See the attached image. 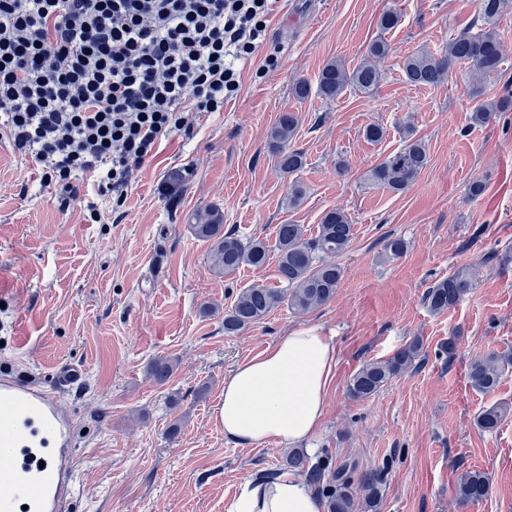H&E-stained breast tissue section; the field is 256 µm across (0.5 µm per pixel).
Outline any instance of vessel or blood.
Returning a JSON list of instances; mask_svg holds the SVG:
<instances>
[{
	"label": "vessel or blood",
	"mask_w": 512,
	"mask_h": 512,
	"mask_svg": "<svg viewBox=\"0 0 512 512\" xmlns=\"http://www.w3.org/2000/svg\"><path fill=\"white\" fill-rule=\"evenodd\" d=\"M81 376L61 365L51 389L0 376V512H62L73 499V427L60 396Z\"/></svg>",
	"instance_id": "obj_1"
}]
</instances>
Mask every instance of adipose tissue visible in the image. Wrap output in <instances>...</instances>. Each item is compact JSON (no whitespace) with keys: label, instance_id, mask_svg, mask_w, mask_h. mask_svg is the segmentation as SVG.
Masks as SVG:
<instances>
[{"label":"adipose tissue","instance_id":"obj_1","mask_svg":"<svg viewBox=\"0 0 512 512\" xmlns=\"http://www.w3.org/2000/svg\"><path fill=\"white\" fill-rule=\"evenodd\" d=\"M336 366L332 341L303 329L240 362L224 379L218 417L224 437L240 446L277 439L305 443L318 433ZM226 512H320L300 478L280 473L247 478Z\"/></svg>","mask_w":512,"mask_h":512}]
</instances>
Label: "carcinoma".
<instances>
[{"mask_svg": "<svg viewBox=\"0 0 512 512\" xmlns=\"http://www.w3.org/2000/svg\"><path fill=\"white\" fill-rule=\"evenodd\" d=\"M512 5V0H480V10L468 29L448 38L444 49L434 54L417 51L401 61L405 81L412 85H440L452 66L458 62L467 64V86L471 95H484V79L497 75L505 56V45L498 33V19ZM401 13L396 9L385 10L379 18V29L387 32L401 23ZM391 52L387 40L379 36L368 43L361 61L354 67L334 58L321 68L316 85L296 81L291 94L297 100L317 95L335 101L346 92L371 95L381 79L380 63ZM512 110V89L496 100H484L471 114V122L488 126L502 112ZM299 126L298 116L282 112L267 131V145L276 165L286 175L292 176L305 165L303 152L291 147ZM428 163L425 143L413 137V129L405 128L403 147L375 164L366 173L370 185L390 193L405 192L419 177ZM306 188L299 180L291 181L286 204L293 209L304 201ZM193 235L209 244L208 260L218 276L231 274L248 265L265 266L270 255L276 256V274L283 288H268L254 284L237 293L230 309L224 313V335L234 336L245 328L263 320L283 304L299 313H309L327 304L336 294L343 276V267L326 260L328 256L341 257L349 248L353 224L348 215L339 209H330L322 216L316 235H306L301 224H280L276 228L275 243L268 245L262 239L243 241L232 231L224 230V212L219 208L209 210L204 217L190 225ZM474 285V272L462 267L446 278L432 284L425 292L423 301L435 314H443L454 307ZM421 353V344L414 340L400 348L386 360L370 361L350 380L349 393L356 399H366L377 394L391 379L409 370ZM512 362L508 356H488L474 359L468 369L471 387L479 392L494 391L502 377L505 365ZM175 361H157L151 375L159 384L172 376ZM509 412L504 405H493L482 410L476 419L477 426L487 432L494 431ZM281 469L305 475L317 482L324 477L323 463H311L302 450L286 451L280 461ZM354 463L344 462L331 472L326 485L327 512H356L362 507L371 510L378 507V493L382 472L374 469L362 473L359 478L364 496L356 503L351 485ZM489 482L482 471H467L457 482V496L464 504L482 500L488 493Z\"/></svg>", "mask_w": 512, "mask_h": 512, "instance_id": "cac0c4a2", "label": "carcinoma"}]
</instances>
